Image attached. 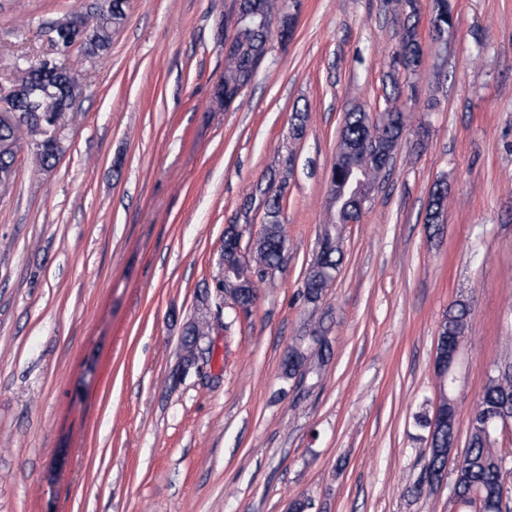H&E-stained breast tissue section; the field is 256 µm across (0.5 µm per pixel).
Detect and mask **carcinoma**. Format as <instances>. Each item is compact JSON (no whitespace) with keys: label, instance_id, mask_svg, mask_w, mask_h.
Here are the masks:
<instances>
[{"label":"carcinoma","instance_id":"carcinoma-1","mask_svg":"<svg viewBox=\"0 0 512 512\" xmlns=\"http://www.w3.org/2000/svg\"><path fill=\"white\" fill-rule=\"evenodd\" d=\"M122 2L124 0H103L85 12L66 14L55 23L70 33L88 30L89 39L82 51L89 57L99 56L109 49L112 32L126 20L125 9L120 6ZM236 7L240 13L256 8L258 14L235 26L234 35L224 43V78L218 84L215 99L226 107L234 103L242 89L252 82L265 56L272 24L278 23L281 39L286 40L291 37L288 26L296 23V19L288 18L282 0H236ZM395 57L410 74L421 69L423 51L415 26H408L402 32ZM43 80L52 86L49 96H36L29 78L15 84L13 97L6 99L5 103L19 112L22 119L11 125L0 123V140H10L19 148L24 140H29L40 169L50 170L58 161L60 147L48 136L47 130L66 125L70 106L83 94L84 84L81 75L70 66L64 73L48 74ZM405 130V113L396 107L387 110L382 121L374 125L362 111L347 113L333 171L364 170L369 186H374L379 166L374 156L362 151V144L374 140L386 153L399 143ZM285 187L286 177L275 169L265 176V183L259 182L255 187L264 204L265 219L256 240L254 263L263 269L278 268L283 262L286 239L282 228V198ZM332 228L335 229L333 240L326 243L309 264L304 278L305 288L299 291L304 303L314 308L318 307L324 295L323 283L319 279L322 269L336 272L343 260L340 229L335 224ZM469 314L465 301H455L441 321L440 335L466 336ZM325 333L323 325L316 323L307 335L288 346V355L281 361L285 381H292L303 370L313 378L319 376L320 367L331 355ZM500 411L512 415V360L509 358L490 370L471 414L476 426L471 431L464 453L465 466L458 470L448 469L450 488L454 493L452 499L463 508H476L485 499H498L504 493L503 472L512 469L503 467L504 455L493 448L496 438L488 436L480 427L486 415ZM444 464L445 458L428 454L422 475L409 489L410 495L420 498L439 484Z\"/></svg>","mask_w":512,"mask_h":512}]
</instances>
